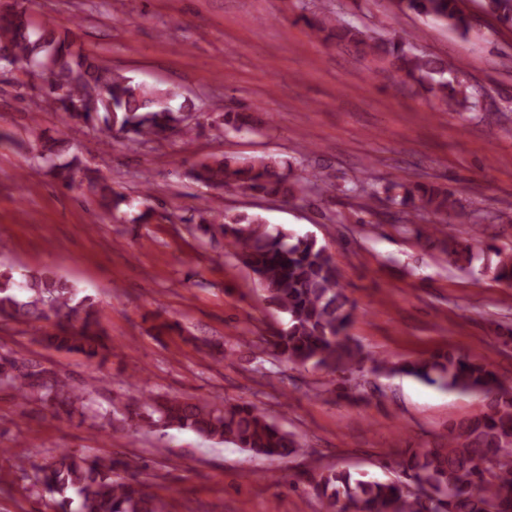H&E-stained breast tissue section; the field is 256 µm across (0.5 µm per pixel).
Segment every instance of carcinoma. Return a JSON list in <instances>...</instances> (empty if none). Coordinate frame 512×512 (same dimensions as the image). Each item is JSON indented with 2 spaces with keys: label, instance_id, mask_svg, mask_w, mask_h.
<instances>
[{
  "label": "carcinoma",
  "instance_id": "carcinoma-1",
  "mask_svg": "<svg viewBox=\"0 0 512 512\" xmlns=\"http://www.w3.org/2000/svg\"><path fill=\"white\" fill-rule=\"evenodd\" d=\"M389 9L432 18L466 37L473 17L466 0H387ZM486 13L504 24L512 23V0H482ZM336 44H353L365 56L378 57L398 82L423 92L450 112L482 109L477 90L465 79L463 66L420 50L416 42L395 34H369L325 14L310 23ZM52 53L51 70L39 68ZM9 60L40 81L42 101L49 110L64 112L65 102L79 101L97 90L109 106L96 112H65L64 121L80 123L108 144L117 128L132 143H143L166 133L186 139L198 134L200 123L187 121L192 108L174 105L180 93L160 90L113 71L98 55L76 50L68 36L25 8L20 0L0 5V59ZM225 129L254 132L249 116L231 109L224 113ZM37 153L49 173L63 187L80 180L111 199L112 210L124 203L77 156L57 164L56 140L41 136ZM196 181L215 189L226 186L243 192L292 198L307 187L320 194L336 190L330 173L303 168L298 172L270 156L240 161L226 157L200 164ZM378 184L371 177L355 182L347 192L374 199ZM400 213L432 214L436 223L415 229L419 238H431L439 225L457 214L455 193L434 183L395 178L383 189ZM200 237L215 231L236 249L238 260L255 276L263 299L283 315L285 323L271 334L278 357L332 374L352 372L364 359L361 348L348 336L354 305L341 288L336 264L327 247L317 240L297 237L282 227L260 230L263 220L244 212H224L221 222L210 210H197ZM443 261L461 270L472 267L475 253L468 241L443 243ZM500 259L493 278L512 288V254L496 249ZM0 320L31 324L51 323L41 336L49 348L83 357L89 366L103 364L111 348L96 316V302L78 286L49 269L16 271L0 268ZM426 382L439 381L450 391L478 394L487 411L455 424L448 440L426 449H410L398 462L400 472L386 480L356 477L348 470L311 467L300 472L328 512H512V387L475 356L438 352L427 359L406 361L390 368ZM0 382L24 399H32L57 416L71 420L93 411L90 403L97 376L89 374L80 386H71L60 372L22 356L0 357ZM99 416L123 428L152 431L189 430L197 435L230 443L256 456L282 460L306 454L290 432L274 422L256 404L226 399L222 402L184 394L141 398L122 409ZM38 482L54 497L56 512H168L165 502L147 492L144 483L114 472L112 459L90 458L64 452L38 467Z\"/></svg>",
  "mask_w": 512,
  "mask_h": 512
}]
</instances>
